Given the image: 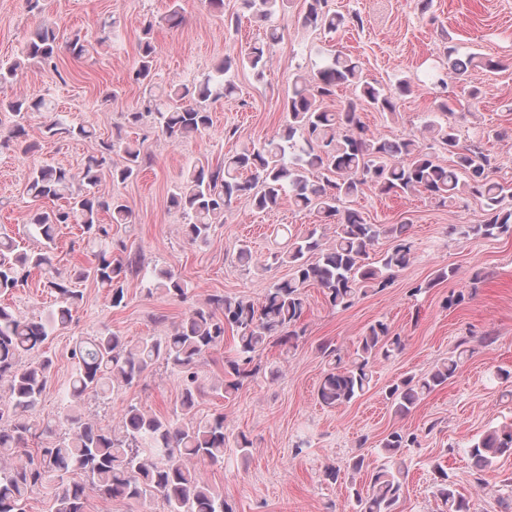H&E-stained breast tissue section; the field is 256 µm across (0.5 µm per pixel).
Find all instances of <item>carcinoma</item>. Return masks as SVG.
<instances>
[{"label": "carcinoma", "instance_id": "obj_1", "mask_svg": "<svg viewBox=\"0 0 512 512\" xmlns=\"http://www.w3.org/2000/svg\"><path fill=\"white\" fill-rule=\"evenodd\" d=\"M247 8L266 18L285 5V0H244ZM327 0H308L304 24L334 30L346 23L362 26L360 15L350 18L326 10ZM152 25L144 29L139 44V64L132 80L145 86L142 112H128L127 123L136 125L144 116L154 128L173 141L206 134L212 126L209 103L232 96L235 84L226 78L232 64L262 74L267 56L254 46L236 60L224 58L214 72L190 83L173 85L161 93L153 91L156 47ZM60 50L56 31L43 25L26 42L23 55L55 66ZM448 63L459 76L473 78L495 70L500 62L486 54L451 57ZM22 61L0 60V84L18 79ZM351 88V97L332 111L321 103L336 95V88ZM410 92V82L399 81L384 88L363 76L356 58L336 54L317 74L296 77L284 104L286 123L258 146L245 148L216 165L196 163L168 196L170 207L187 218L189 242H207L213 226L224 223L232 203L251 198L258 211L279 206L288 195L294 206L316 212L323 224L334 226L333 243L324 242L314 230L288 241L274 261L290 267L288 278L277 281L263 300L213 295L191 307L162 337H149L129 345L116 333H99L76 340L70 351L74 372L63 399L64 414L54 423L37 421V407L47 388L52 358L43 347L49 337L66 328L82 301V292L58 277L51 256L60 224H79L81 242L91 243L87 265L77 279H91L107 289L111 304H124V282L135 258L112 254L111 225L132 222V211L123 202L100 193L110 179L124 183L138 176L145 159L138 145L103 141L98 154L85 162L80 176L60 166H38L29 172L27 194L31 213L28 225L44 240V247L24 250L5 232H0V296L13 292L39 272L45 287L54 293L52 308L45 317L29 318L9 304L0 303V381L8 383L9 397L0 403V512H27L29 496L50 481L56 482L51 512H85L88 490L112 499L147 503L162 499L167 512H233L224 496L214 490L202 473L185 460L196 458L212 464L224 462L229 433L224 414L196 417L198 366L204 356L224 345L231 333L234 354L224 361V382L219 390L230 399L246 379L260 368V359L273 342L294 345L301 336V319L306 311L305 288L323 290L333 308L348 309L369 291L388 287L396 274L410 264L412 245L405 224H369L351 207L352 199L372 184L382 194L421 193L441 204L462 195L480 199L486 212L482 224L466 226L465 234L476 237L512 235V208L502 203L512 199V183L493 178L492 157L477 145L461 144L459 130L447 121L431 120L425 130L455 157L453 164L439 163L414 136L383 140L361 121L359 112L370 105L394 113L399 101ZM52 101L43 97L17 96L0 99V112L11 116V124L0 132V148L17 144L27 136L25 121L32 112H52ZM51 137L90 138L93 131L74 126L54 116L46 126ZM120 150L124 162L114 165L112 152ZM63 200L52 208L48 203ZM110 215L105 224L100 214ZM396 240L392 250L376 262H367L369 250L379 239ZM153 286L166 294L186 299L187 286L170 266L150 273ZM402 349V339L384 321L369 325L347 357L336 348L326 349L329 367L317 390L319 402L327 407L346 405L370 388L377 361L387 360ZM29 362H23V358ZM467 357L456 349L428 373L410 375L393 384L388 400L395 413L406 415L438 387L455 377ZM176 371L184 388L180 399L165 416L149 415L135 404L123 409V435L115 436L75 410V403L93 394L105 397L116 384L133 386L158 362ZM62 431V436L41 445L36 455L24 448L38 431ZM418 444L414 432L394 430L380 447L386 461L371 463L365 455L352 459V470L366 476L367 490L355 492L352 512H395L407 476L403 450ZM477 473L490 470L499 458L512 455V422L486 430L468 449ZM82 474L87 482L71 479ZM437 494L443 512H471L470 501L448 474L440 471Z\"/></svg>", "mask_w": 512, "mask_h": 512}]
</instances>
